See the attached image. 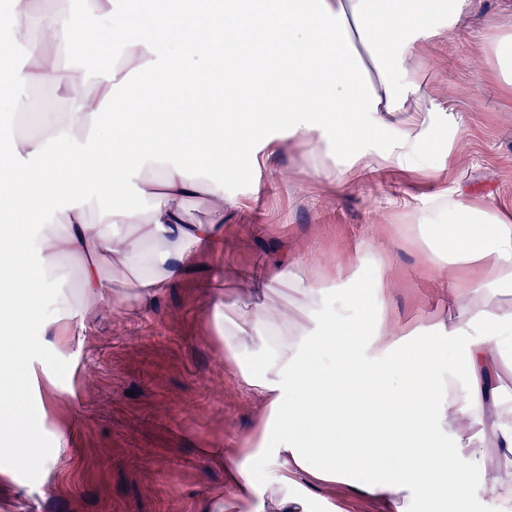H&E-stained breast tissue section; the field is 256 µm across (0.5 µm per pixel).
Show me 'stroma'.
<instances>
[{
	"label": "stroma",
	"mask_w": 512,
	"mask_h": 512,
	"mask_svg": "<svg viewBox=\"0 0 512 512\" xmlns=\"http://www.w3.org/2000/svg\"><path fill=\"white\" fill-rule=\"evenodd\" d=\"M502 28L512 29V0H474L465 29L420 50L414 67L444 123L440 144L408 167L330 183L282 127H270L282 142L270 165L226 184L234 203L224 209L223 241L149 308L128 296L117 310H81L79 264L59 258L69 293L42 301L82 330L60 346L50 320L34 326L46 346L29 402L46 408L43 440L70 420L68 444L46 475L13 485L0 512H197L224 483L204 449L237 447L262 412L210 340L211 301L249 303L254 276L269 266L284 273L281 302L295 303L294 284L311 279L346 310L354 337L369 335L365 319L382 308L391 327L436 336L449 288L478 285L489 272L468 264L442 280L428 273L424 233L445 220L429 199L459 195L512 215V88L486 64Z\"/></svg>",
	"instance_id": "obj_1"
}]
</instances>
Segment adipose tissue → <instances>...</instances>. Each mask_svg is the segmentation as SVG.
Returning <instances> with one entry per match:
<instances>
[{
    "label": "adipose tissue",
    "mask_w": 512,
    "mask_h": 512,
    "mask_svg": "<svg viewBox=\"0 0 512 512\" xmlns=\"http://www.w3.org/2000/svg\"><path fill=\"white\" fill-rule=\"evenodd\" d=\"M473 0H165L153 8L149 26L137 20L148 0H86L91 15L118 21L122 47L111 71L90 74L75 42L85 23L63 12L45 13L39 0H13L0 23L17 32L39 28L22 68L0 66V86L49 85L76 96L72 112L48 114L40 138L8 137L0 151V209L15 197L20 167L41 168L27 187L25 213L37 223L58 209L61 231L42 240L30 258L13 220L0 222V406L11 411L0 425V483L48 472L66 445L63 431L43 447L38 427L46 411H33L29 392L36 381L30 363L44 348L25 336L32 316L46 317L38 297L44 289L64 295L66 281L53 274L60 256L79 258L80 296L85 307L120 305L100 273L102 256L124 268H144L135 298L151 305L159 289L192 270L193 251L221 240L219 218L227 200L225 183L242 170L266 167L278 143L266 135L274 121L289 120L288 137L300 145L320 144L310 163L329 181L353 172L410 165L431 143L440 125L432 96L412 62L422 43L457 27ZM179 35V53L170 50ZM271 43L288 68H271L260 46ZM223 68L232 96L224 117L201 123L181 113L185 137L170 139L155 120L142 118L144 99L129 76L161 77L188 89L208 69ZM93 81V93L80 91ZM121 113L112 141L102 144L107 111ZM138 145L124 146L127 133ZM56 164L42 168L48 148ZM213 168L223 177L210 176ZM96 183L110 194L97 219H89L86 192ZM144 202L131 207L129 197ZM206 201L217 221L190 224L189 210ZM453 232L448 261L489 269L476 287L453 289L448 303L456 315L439 325L435 339L414 340L374 321L369 336L350 340V322L329 306L323 289L299 280L310 326L289 333L287 308L267 302L282 283L279 271L262 273V298L235 318L224 302L213 307V324L224 357L236 371L240 390L260 400L264 411L244 447L209 452L225 474L199 512H323L315 486H340L347 493L384 501L390 512H418L439 504L446 490L472 502L493 497L512 512V474L494 466L512 456V402L501 398L496 371L512 349V222L498 210L461 197L439 196ZM130 232H122V225ZM161 242L154 256L146 241ZM457 348L467 383L457 386L440 354ZM324 362L307 368L311 354ZM395 378L399 398L380 390L364 397L351 391L355 377ZM429 373L422 381L421 373ZM382 420L385 440L373 441L371 420ZM482 427L488 441L462 444L461 436Z\"/></svg>",
    "instance_id": "1"
}]
</instances>
